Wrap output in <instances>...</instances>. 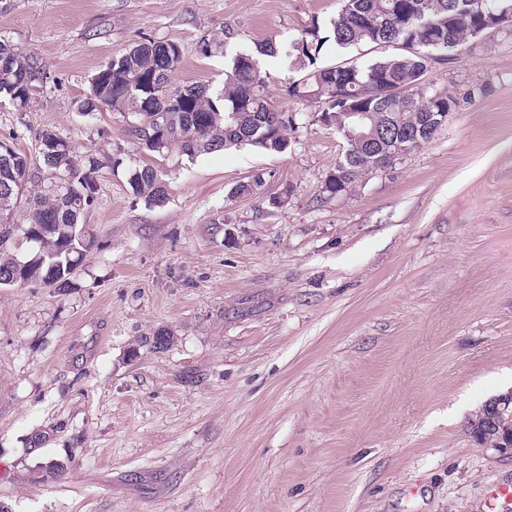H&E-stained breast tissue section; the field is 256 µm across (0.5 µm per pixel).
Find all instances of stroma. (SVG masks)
<instances>
[{"instance_id":"obj_1","label":"stroma","mask_w":512,"mask_h":512,"mask_svg":"<svg viewBox=\"0 0 512 512\" xmlns=\"http://www.w3.org/2000/svg\"><path fill=\"white\" fill-rule=\"evenodd\" d=\"M340 6L0 0V35L47 73L29 108L0 102V140L31 158L49 128L98 162L71 288H0V512H505L512 458L467 421L512 390V32L431 64L445 126L337 197L347 144L274 64L282 153L151 156L120 113H78L143 38L180 46L172 88L217 86ZM143 163L164 206L132 193ZM164 172L152 164L135 167L129 177L133 193L150 206H163L168 199Z\"/></svg>"}]
</instances>
